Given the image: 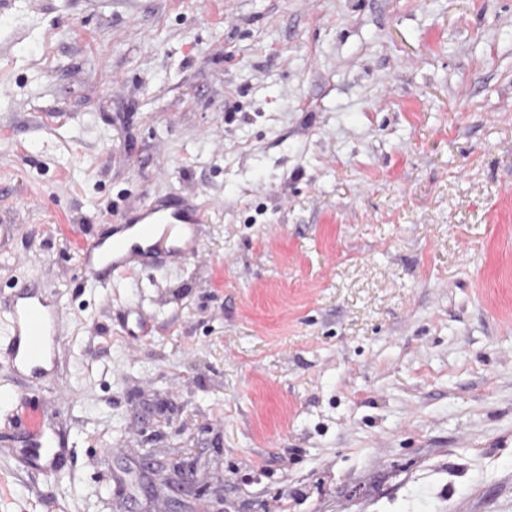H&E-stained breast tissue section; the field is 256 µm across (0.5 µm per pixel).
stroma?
I'll return each instance as SVG.
<instances>
[{
  "label": "stroma",
  "instance_id": "obj_1",
  "mask_svg": "<svg viewBox=\"0 0 512 512\" xmlns=\"http://www.w3.org/2000/svg\"><path fill=\"white\" fill-rule=\"evenodd\" d=\"M173 192L198 256L84 280ZM1 208L0 349L29 282L67 339L0 512H512V0H0ZM25 425L26 445L29 447L26 451V460L31 468L48 474L55 469L60 459L61 448H65V445L59 442L53 453L41 452L40 449L45 447L47 440L43 421L37 416H28L25 418Z\"/></svg>",
  "mask_w": 512,
  "mask_h": 512
}]
</instances>
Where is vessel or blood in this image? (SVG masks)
I'll use <instances>...</instances> for the list:
<instances>
[{
    "label": "vessel or blood",
    "instance_id": "1",
    "mask_svg": "<svg viewBox=\"0 0 512 512\" xmlns=\"http://www.w3.org/2000/svg\"><path fill=\"white\" fill-rule=\"evenodd\" d=\"M204 221V208L194 199L176 197L150 202L115 225L111 236L83 251V273L107 285L163 257L175 262L192 259L202 248L197 227ZM6 307L13 317L7 365L26 381L57 383V352L64 340V327L55 300L38 285L31 284L14 293ZM25 425L28 464L42 473H50L60 455L45 452L43 421L29 416Z\"/></svg>",
    "mask_w": 512,
    "mask_h": 512
}]
</instances>
